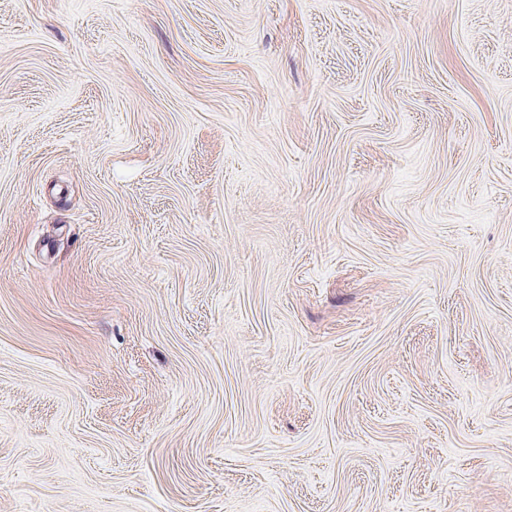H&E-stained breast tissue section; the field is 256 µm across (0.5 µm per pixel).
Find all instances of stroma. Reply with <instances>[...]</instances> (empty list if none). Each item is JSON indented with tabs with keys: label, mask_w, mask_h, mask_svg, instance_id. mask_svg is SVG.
Instances as JSON below:
<instances>
[{
	"label": "stroma",
	"mask_w": 512,
	"mask_h": 512,
	"mask_svg": "<svg viewBox=\"0 0 512 512\" xmlns=\"http://www.w3.org/2000/svg\"><path fill=\"white\" fill-rule=\"evenodd\" d=\"M0 512H512V0H0Z\"/></svg>",
	"instance_id": "stroma-1"
}]
</instances>
